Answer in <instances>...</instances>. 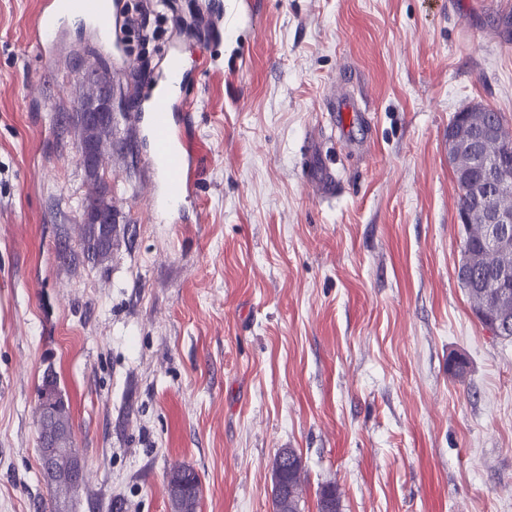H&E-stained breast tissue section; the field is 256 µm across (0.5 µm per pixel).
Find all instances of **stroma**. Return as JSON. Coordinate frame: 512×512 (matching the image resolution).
<instances>
[{
	"label": "stroma",
	"mask_w": 512,
	"mask_h": 512,
	"mask_svg": "<svg viewBox=\"0 0 512 512\" xmlns=\"http://www.w3.org/2000/svg\"><path fill=\"white\" fill-rule=\"evenodd\" d=\"M149 47L195 108L187 220L147 206L129 93L137 71L102 25L60 23L45 58L40 0H0V512H170L166 474L200 481L199 512H272L294 449L304 512H512V340L457 279L463 230L448 125L480 104L512 124V0H168ZM180 55H172V47ZM114 76L106 180L119 235L79 251L91 190L71 117L77 69ZM366 123L340 136L330 93ZM318 140L339 184L302 169ZM53 369L84 466L53 502L38 390ZM308 176L318 187L321 196L324 199L334 197L338 187L336 172L332 168L323 164H314L310 167Z\"/></svg>",
	"instance_id": "obj_1"
}]
</instances>
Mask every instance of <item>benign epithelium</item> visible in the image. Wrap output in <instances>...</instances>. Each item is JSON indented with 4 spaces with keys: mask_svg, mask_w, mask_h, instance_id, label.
I'll return each mask as SVG.
<instances>
[{
    "mask_svg": "<svg viewBox=\"0 0 512 512\" xmlns=\"http://www.w3.org/2000/svg\"><path fill=\"white\" fill-rule=\"evenodd\" d=\"M77 87L75 107L81 113L82 130L87 134L100 125L104 113L112 111V73L85 68ZM448 162L457 182L467 191L470 204L458 216L459 223L468 224L469 214L480 212L484 218V250L512 251V206L496 202L500 196H512V145L501 141L498 121L485 112L467 110L458 114L448 126ZM476 272L474 255L464 245L457 279L471 287ZM482 287L511 292L512 266H502ZM58 451L54 441L40 449L43 473L48 478Z\"/></svg>",
    "mask_w": 512,
    "mask_h": 512,
    "instance_id": "benign-epithelium-1",
    "label": "benign epithelium"
}]
</instances>
